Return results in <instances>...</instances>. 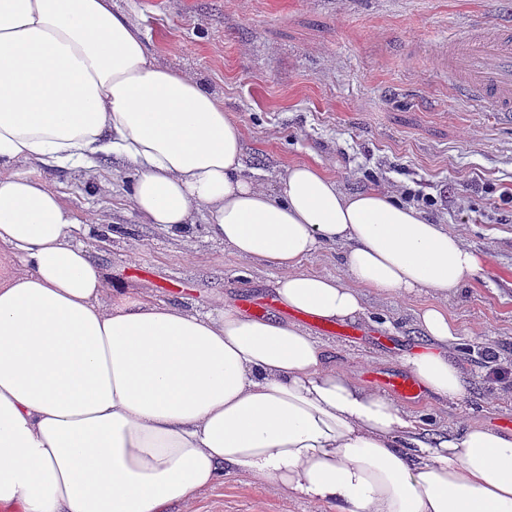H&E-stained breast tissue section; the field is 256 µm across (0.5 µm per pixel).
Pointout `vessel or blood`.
Returning a JSON list of instances; mask_svg holds the SVG:
<instances>
[{"label":"vessel or blood","mask_w":512,"mask_h":512,"mask_svg":"<svg viewBox=\"0 0 512 512\" xmlns=\"http://www.w3.org/2000/svg\"><path fill=\"white\" fill-rule=\"evenodd\" d=\"M448 81L473 103L512 114V26L468 24L450 36ZM375 384L405 402L421 398L419 384L402 371L377 372Z\"/></svg>","instance_id":"1"}]
</instances>
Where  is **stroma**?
Segmentation results:
<instances>
[{
  "instance_id": "stroma-1",
  "label": "stroma",
  "mask_w": 512,
  "mask_h": 512,
  "mask_svg": "<svg viewBox=\"0 0 512 512\" xmlns=\"http://www.w3.org/2000/svg\"><path fill=\"white\" fill-rule=\"evenodd\" d=\"M143 29L162 64L196 72L239 123L247 170L266 185L296 161L320 165L342 189L386 188L432 197L418 210L460 233L483 266L449 299L459 327L456 351L466 364L468 390L441 407L432 398L410 404L431 434L465 420L492 425L512 415V373L493 375V349L512 359V122L473 110L448 87V36L470 15L488 22L512 15V0H112ZM96 180L74 171L35 165L80 222L101 215L110 234L94 249L113 278L154 299L191 300L209 307L213 293L236 306L272 303L276 272L241 265L208 238L204 224L189 226L182 245L171 234L140 223L128 205L133 174L113 156L98 160ZM142 242L139 260L129 240ZM369 320L350 339L312 325L337 369L358 383L370 371H399L424 340L415 313L434 301L418 292L382 296L366 290ZM390 321L394 332L381 327ZM193 512H336L291 499L267 484L228 475L200 493Z\"/></svg>"
}]
</instances>
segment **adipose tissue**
<instances>
[{
    "label": "adipose tissue",
    "mask_w": 512,
    "mask_h": 512,
    "mask_svg": "<svg viewBox=\"0 0 512 512\" xmlns=\"http://www.w3.org/2000/svg\"><path fill=\"white\" fill-rule=\"evenodd\" d=\"M134 173L130 206L182 238L203 221L278 272L293 319L179 305L112 280L31 164ZM243 136L196 75L156 61L112 0H0V512H192L227 475L337 512H512V431L428 437L358 386L305 326L365 318L364 289L425 291L429 343L403 364L445 402L466 377L443 299L479 271L461 235L391 193L297 162L278 192L243 176ZM345 245L341 277L304 271Z\"/></svg>",
    "instance_id": "1"
}]
</instances>
